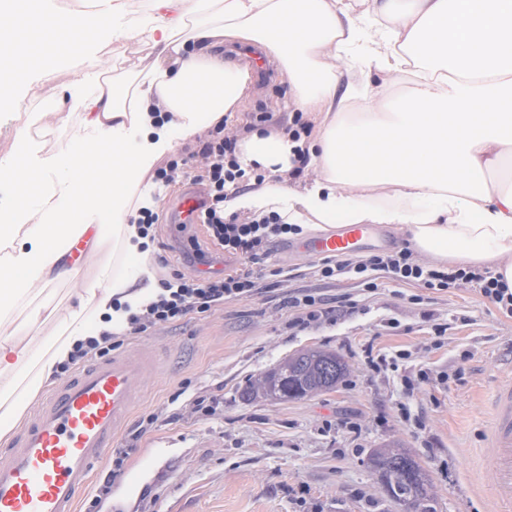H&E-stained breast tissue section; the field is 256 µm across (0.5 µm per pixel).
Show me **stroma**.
Returning a JSON list of instances; mask_svg holds the SVG:
<instances>
[{"label": "stroma", "mask_w": 512, "mask_h": 512, "mask_svg": "<svg viewBox=\"0 0 512 512\" xmlns=\"http://www.w3.org/2000/svg\"><path fill=\"white\" fill-rule=\"evenodd\" d=\"M290 88L282 73L267 83H252L244 111L227 123L235 139L261 125L273 133L291 123ZM84 116L75 112L68 125H32V142L53 153H67ZM203 135L181 141L189 163L176 182L162 189L153 254L133 271L135 287L155 276L158 257L170 268L189 272L197 259L208 276L253 270L260 294L229 300L211 312L189 315L178 325L162 326L124 339L131 353L150 347L159 366L124 424L116 447L129 449L125 470L137 467L141 454L165 448V476L137 499L111 495L99 512H396L372 474L373 448L398 441L421 461L438 496L440 512H512L496 500L494 473L480 457L490 425V394L512 378V317L484 300L469 285L445 291L401 285L377 275L373 286L344 274L317 275V259L293 250L303 237L273 243L258 262L226 255L211 243L202 225L185 228L169 221L166 206L196 186L202 165ZM100 254L72 276L58 277L31 302H20L11 328L29 337L33 351L64 335L70 306L96 275ZM311 294L323 306L343 301L344 311L300 329L293 297ZM420 296L417 304L409 296ZM52 316L28 326V305ZM444 327L441 345L434 330ZM309 347L331 350L351 364L337 391L288 402L253 400L244 395L249 381L288 355ZM405 350L398 370H375L368 356L391 357ZM427 370L432 380L407 399L424 424L415 431L397 404L404 377ZM449 381H440V374Z\"/></svg>", "instance_id": "35a3bbf8"}]
</instances>
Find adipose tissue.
<instances>
[{
  "instance_id": "1",
  "label": "adipose tissue",
  "mask_w": 512,
  "mask_h": 512,
  "mask_svg": "<svg viewBox=\"0 0 512 512\" xmlns=\"http://www.w3.org/2000/svg\"><path fill=\"white\" fill-rule=\"evenodd\" d=\"M130 0H90L86 22L107 17L112 38L135 45L123 75L99 79V49L80 42L93 82L76 78L69 107L86 112L81 166L31 155L19 165L27 124L12 152L0 155V181L15 192L0 206V313L33 282H51L71 243L88 231V212L105 210L122 249L144 243L125 219L137 184L154 162L202 128L232 117L250 90L248 66H228L224 44L257 45L279 61L290 107L314 114L315 139L252 133L245 162L286 171L293 149L309 152L311 184H267L236 197L228 210L277 211L286 222L317 229L333 224L400 225L414 248L443 264L491 267L512 289V0H151L138 14ZM45 12L0 28V93L14 88L32 62L55 71ZM363 76L413 72L402 98L385 87L337 92L339 67ZM168 114L155 124L152 114ZM135 152H128L129 141ZM111 149H104V142ZM58 172V196L33 194L31 170ZM133 300L126 280L101 270L69 313V334L47 349L27 393H36L82 336L96 295ZM33 362L30 345L0 334V442L26 405L11 376Z\"/></svg>"
}]
</instances>
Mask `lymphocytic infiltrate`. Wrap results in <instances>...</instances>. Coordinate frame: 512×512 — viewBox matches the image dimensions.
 Masks as SVG:
<instances>
[{
	"instance_id": "f902f5d3",
	"label": "lymphocytic infiltrate",
	"mask_w": 512,
	"mask_h": 512,
	"mask_svg": "<svg viewBox=\"0 0 512 512\" xmlns=\"http://www.w3.org/2000/svg\"><path fill=\"white\" fill-rule=\"evenodd\" d=\"M200 153L204 166L199 179L205 183L207 192L199 221L206 226L209 237L223 246L225 253L257 260L266 255L274 240L298 234L296 225L285 222L274 211L248 221L239 220L235 215L225 216L224 204L230 188L250 181L260 185L265 177L259 165L245 167L240 164L237 141L226 135L223 124H216L208 130ZM376 272L396 282L422 284L427 289L437 291L447 290L457 283L467 284L500 311L512 316V291L505 288L491 272L471 268L450 272L435 269L421 263L406 248L361 260L327 258L317 267L318 276L324 279L349 274L366 280ZM258 290L259 281L250 271L218 278H198L172 270L158 279L151 301L128 309L119 328L101 326L84 339L76 341L68 360L58 364L56 371L64 376L73 366L108 357L119 337L138 335L158 326L179 324L188 315L208 313L226 300L251 299Z\"/></svg>"
}]
</instances>
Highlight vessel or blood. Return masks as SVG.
Returning <instances> with one entry per match:
<instances>
[{
    "instance_id": "1",
    "label": "vessel or blood",
    "mask_w": 512,
    "mask_h": 512,
    "mask_svg": "<svg viewBox=\"0 0 512 512\" xmlns=\"http://www.w3.org/2000/svg\"><path fill=\"white\" fill-rule=\"evenodd\" d=\"M203 202L201 192H183L169 206L170 221L195 223ZM373 241L390 246L395 238L374 224H344L298 250L343 256ZM152 371V358L139 349L84 367L55 386L11 448L0 453V512H77L80 491L89 487ZM484 455L495 473L497 500L511 504L512 381L492 392Z\"/></svg>"
}]
</instances>
